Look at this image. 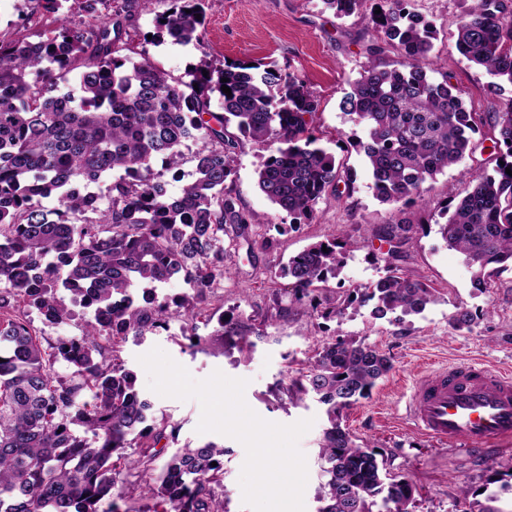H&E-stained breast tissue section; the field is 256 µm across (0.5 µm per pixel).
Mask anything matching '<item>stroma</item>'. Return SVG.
Here are the masks:
<instances>
[{
  "instance_id": "35a3bbf8",
  "label": "stroma",
  "mask_w": 512,
  "mask_h": 512,
  "mask_svg": "<svg viewBox=\"0 0 512 512\" xmlns=\"http://www.w3.org/2000/svg\"><path fill=\"white\" fill-rule=\"evenodd\" d=\"M413 7L436 27L437 34L425 67L447 74L463 92L467 108L475 112L501 111L512 98V87L490 93L488 75L472 66L456 48V23L463 0H413ZM173 0H150L147 7L133 6L127 27L128 42L146 49L166 70L184 75L192 64L207 58L274 60L298 75L317 96L313 118L319 147L332 153L348 168L351 181L340 192H327L318 203L313 220L299 229L282 231L286 212L273 205L257 186L256 170L266 151L248 145L238 157L232 189L242 207L267 216L253 225L251 236L268 240L269 248L249 251L246 243L231 246L224 262L226 271L216 295L211 321L198 324L207 342L191 346L180 335L166 332L122 343L119 357L136 376L141 396L153 404L155 415L168 417L176 428L166 439L167 453L190 444L213 442L224 448V475L216 495L226 512H250L242 501L239 485L246 452L243 445L218 433L200 434L196 426L201 409L197 401L162 397L147 387V374L139 355L160 347L197 379L222 371L248 381L245 400L260 417L280 424L313 419L299 441L307 459L308 482L305 512H317L326 478L318 457L319 442L329 422L324 407L309 400L293 406L277 391L286 380L290 363L305 360L317 341L352 337L375 346L391 360L392 369L379 380L369 397L344 414L343 423L358 441L381 453L390 471L407 475L419 496L415 512H455L461 490H468L474 512H512V443L488 451L438 446L423 438L406 420V404L418 379L442 366L482 362L489 367H512V270L491 278L487 288L474 285V271L464 256L448 246L437 224L438 213L450 197H463L472 188L468 171L471 159L445 169L427 184L430 204L415 210L418 228L403 248L398 266L406 274L438 291L439 300L415 316L395 322L378 319L371 305L344 306L353 287L376 280L384 273L387 244L374 236L376 229L397 223L402 205L381 203L374 195L371 174L364 158L349 140L362 135L352 116L340 108L342 97L358 78L367 61L366 48L375 37L369 10L336 18L323 0H214L206 9V21L198 42L187 46L156 42L154 19L167 12ZM37 0H0V39L36 40L49 23ZM360 242L350 253L327 295L342 314L323 319L300 314L268 322L264 338H257L247 353L215 336L220 317L244 320L265 313L272 292L289 302L292 282L280 268L311 243L337 234ZM469 312L470 325L457 327L460 312Z\"/></svg>"
}]
</instances>
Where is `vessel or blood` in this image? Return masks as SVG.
<instances>
[{"label": "vessel or blood", "instance_id": "b4317fda", "mask_svg": "<svg viewBox=\"0 0 512 512\" xmlns=\"http://www.w3.org/2000/svg\"><path fill=\"white\" fill-rule=\"evenodd\" d=\"M422 436L483 451L512 440V372L460 363L426 375L407 404Z\"/></svg>", "mask_w": 512, "mask_h": 512}]
</instances>
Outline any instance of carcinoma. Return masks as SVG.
<instances>
[{
  "label": "carcinoma",
  "instance_id": "carcinoma-1",
  "mask_svg": "<svg viewBox=\"0 0 512 512\" xmlns=\"http://www.w3.org/2000/svg\"><path fill=\"white\" fill-rule=\"evenodd\" d=\"M64 0H38L54 27L40 40H0V512H119L126 480L164 505L163 512H225L215 495L224 447L213 442L177 449L161 469L156 450L168 422L140 397L136 377L117 355L128 338L167 331L202 343L196 320L210 317L211 290L224 280V238L249 249L259 214L240 206L227 184L249 144L272 148L257 169L261 192L291 217L312 219L316 206L348 169L316 146L309 131L318 99L275 62L202 59L185 77L158 66L147 50L128 49L132 0H115L109 20L71 26ZM208 0H174L158 15V37L174 44L200 39ZM339 19L371 5L377 38L368 61L341 101L364 137L376 198L388 204L418 199L425 184L474 154V135L489 126L495 166L478 167L474 186L440 215L442 238L475 269V285L512 266V100L504 111L470 112L462 90L427 74L421 62L436 29L412 0H323ZM381 13H375V10ZM456 47L494 81L512 85V9L507 0H471L462 12ZM397 51L388 68L380 57ZM227 82H221V79ZM228 86L231 94L222 91ZM202 142L190 177L174 194L165 173H181L184 148ZM55 196L58 207L43 201ZM415 224L403 219L376 231L401 257ZM327 251H322V248ZM357 243L317 241L280 268L293 280L288 307L273 298L276 316L303 309L325 318L324 290ZM173 278L190 293L169 303L151 289ZM93 313L82 334L43 347L21 306L57 325L71 316L58 288ZM143 289L142 300L136 299ZM376 301L373 315L400 322L438 301L435 289L393 264L385 276L350 293L347 304ZM232 345H252L265 331L239 320H218ZM72 368L50 376L55 363ZM392 369L378 349L353 338L322 339L299 363L283 392L298 405L311 397L326 406L330 426L319 455L327 477L317 512H412L417 489L386 468L379 453L343 427V413L369 396ZM143 448L130 458L126 449Z\"/></svg>",
  "mask_w": 512,
  "mask_h": 512
}]
</instances>
